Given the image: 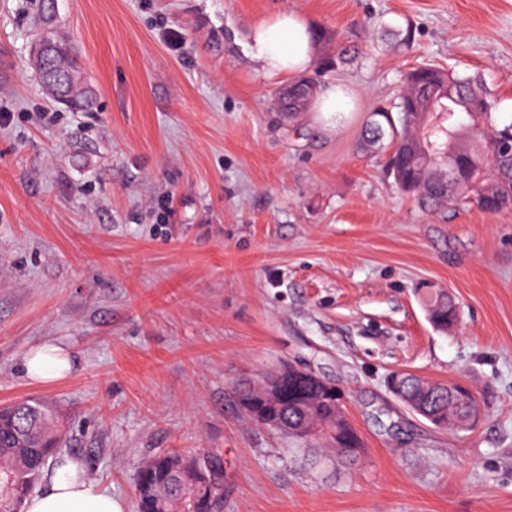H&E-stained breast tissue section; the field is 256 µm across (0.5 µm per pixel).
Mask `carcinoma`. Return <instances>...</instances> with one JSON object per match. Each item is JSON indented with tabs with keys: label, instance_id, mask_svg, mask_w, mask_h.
<instances>
[{
	"label": "carcinoma",
	"instance_id": "obj_1",
	"mask_svg": "<svg viewBox=\"0 0 512 512\" xmlns=\"http://www.w3.org/2000/svg\"><path fill=\"white\" fill-rule=\"evenodd\" d=\"M37 5L40 32L36 42L50 44L53 58L42 83L52 81V96L64 97L79 112L94 107L72 54L70 37L46 8ZM353 45L338 44L327 52L311 76L305 75L278 92L279 110L293 116L308 110L325 86L322 77L355 57ZM493 102L481 81L450 73L435 65L409 70L398 101L381 105L369 116L364 141L388 150L386 173L399 191L425 211L472 206L496 213L512 207V150L503 140L512 137V123H492ZM430 322L441 329L453 325L458 311L451 298L430 292L424 299ZM288 387L292 400L262 398V387L245 389L239 403L258 425L277 428L276 421L304 420L319 434L299 437L305 446L333 450L336 460L354 465L362 441L344 416L337 388L311 371L281 367L274 373ZM397 399L440 430L463 432L457 426L466 406L477 405L472 391L455 383L424 384L414 374L399 376ZM62 431L52 408L38 399L0 407V512H23L43 470L60 455ZM136 512H161L179 500L183 512H224V458L217 450L192 456L159 452L140 468L136 484Z\"/></svg>",
	"mask_w": 512,
	"mask_h": 512
}]
</instances>
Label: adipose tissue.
<instances>
[{"mask_svg":"<svg viewBox=\"0 0 512 512\" xmlns=\"http://www.w3.org/2000/svg\"><path fill=\"white\" fill-rule=\"evenodd\" d=\"M313 24L295 10H285L257 22L250 35L249 57L258 72L287 78L303 74L315 63ZM29 378L56 379L72 369V357L63 346L44 343L23 358ZM43 488L26 500L24 512H123L122 503L98 481L88 478L79 458L65 455L48 466Z\"/></svg>","mask_w":512,"mask_h":512,"instance_id":"1","label":"adipose tissue"}]
</instances>
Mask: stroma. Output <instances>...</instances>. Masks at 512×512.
<instances>
[{
	"label": "stroma",
	"mask_w": 512,
	"mask_h": 512,
	"mask_svg": "<svg viewBox=\"0 0 512 512\" xmlns=\"http://www.w3.org/2000/svg\"><path fill=\"white\" fill-rule=\"evenodd\" d=\"M284 9L360 52L328 78L353 103L336 127L284 119L283 80L247 55ZM34 14L0 0V405L55 406L63 452L127 512L146 458L212 448L224 512H512V209L421 212L360 148L422 63L480 77L512 122V0H57L90 112L45 93ZM431 289L457 304L449 330ZM46 341L74 365L35 381L22 359ZM284 363L340 390L358 464H312L243 412ZM395 370L466 384L480 421L435 428ZM430 322L441 329H448L458 319V311L451 298L442 292H430L424 299Z\"/></svg>",
	"instance_id": "obj_1"
}]
</instances>
